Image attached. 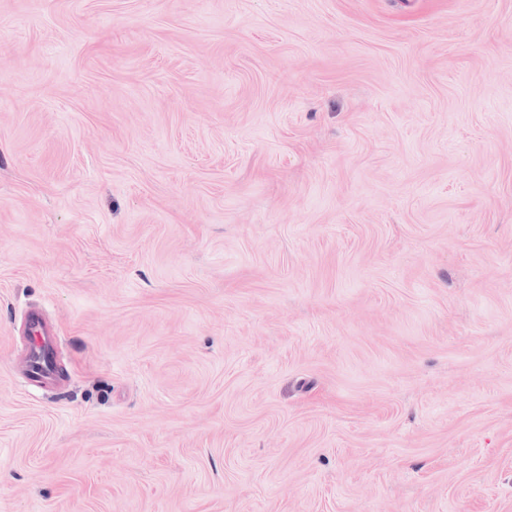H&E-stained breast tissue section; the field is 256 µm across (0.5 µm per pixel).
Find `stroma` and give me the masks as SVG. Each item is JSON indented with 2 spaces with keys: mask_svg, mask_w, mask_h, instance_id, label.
I'll return each instance as SVG.
<instances>
[{
  "mask_svg": "<svg viewBox=\"0 0 512 512\" xmlns=\"http://www.w3.org/2000/svg\"><path fill=\"white\" fill-rule=\"evenodd\" d=\"M0 512H512V0H0ZM30 340L29 351L22 361V367L31 381L45 384L52 381L54 369L51 356L54 353L55 337L49 332L41 316L32 315L28 326Z\"/></svg>",
  "mask_w": 512,
  "mask_h": 512,
  "instance_id": "35a3bbf8",
  "label": "stroma"
}]
</instances>
